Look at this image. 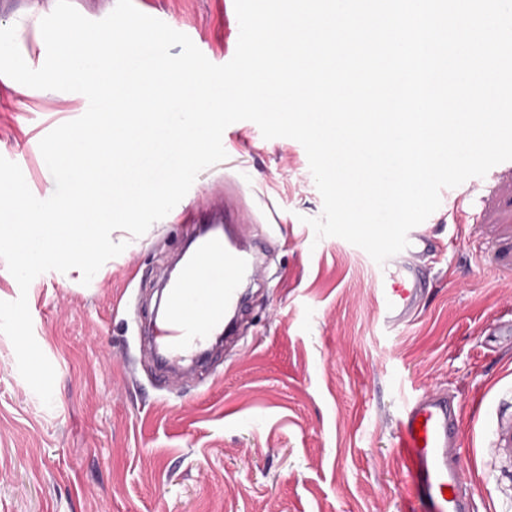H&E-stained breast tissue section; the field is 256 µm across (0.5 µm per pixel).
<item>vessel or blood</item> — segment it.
<instances>
[{"label": "vessel or blood", "instance_id": "1", "mask_svg": "<svg viewBox=\"0 0 512 512\" xmlns=\"http://www.w3.org/2000/svg\"><path fill=\"white\" fill-rule=\"evenodd\" d=\"M198 239L195 256L168 283L161 312L152 313L144 341L160 366L193 355L210 332L237 334L239 315L256 272L265 265L258 241L246 240L242 225L228 224L223 234L204 236L192 225ZM406 253L381 265L372 284L375 324L392 331L414 315L427 287L418 267L405 254L426 253L433 242L422 227L408 234ZM462 406L457 397L427 389L406 397L397 422V457L405 481L416 491L426 512H473V494L460 451Z\"/></svg>", "mask_w": 512, "mask_h": 512}]
</instances>
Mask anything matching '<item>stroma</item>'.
I'll return each instance as SVG.
<instances>
[{"label":"stroma","mask_w":512,"mask_h":512,"mask_svg":"<svg viewBox=\"0 0 512 512\" xmlns=\"http://www.w3.org/2000/svg\"><path fill=\"white\" fill-rule=\"evenodd\" d=\"M0 0L31 68L46 52L28 11ZM187 34L212 63L235 54L234 0H134ZM83 94L33 90L20 100L0 80V156H22L34 192L54 179L40 140L82 116ZM224 161L201 171L180 215L224 203L272 252L239 336L213 372L159 378L136 319L183 244L163 219L89 285L48 271L28 291L0 260V300L26 294L37 343L53 364L52 405L20 376L0 333V512H411L395 453L405 396L438 385L462 404L461 444L477 512H512V345L486 333L512 323V161L440 199L424 222L436 249L418 259L428 288L412 321L373 323L372 258L307 225L323 201L303 146L229 125Z\"/></svg>","instance_id":"obj_1"}]
</instances>
